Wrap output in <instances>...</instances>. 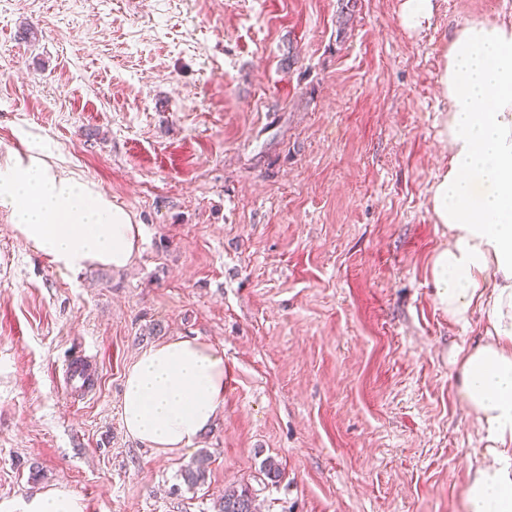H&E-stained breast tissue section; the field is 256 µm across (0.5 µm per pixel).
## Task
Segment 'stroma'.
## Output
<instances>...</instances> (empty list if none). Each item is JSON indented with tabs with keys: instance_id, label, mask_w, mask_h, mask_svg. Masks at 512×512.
Segmentation results:
<instances>
[{
	"instance_id": "stroma-1",
	"label": "stroma",
	"mask_w": 512,
	"mask_h": 512,
	"mask_svg": "<svg viewBox=\"0 0 512 512\" xmlns=\"http://www.w3.org/2000/svg\"><path fill=\"white\" fill-rule=\"evenodd\" d=\"M0 0V165L38 145L142 227L131 266L70 272L0 208V502L63 485L83 512H465L483 433L431 263L448 167L442 50L512 0ZM27 39L15 41L16 30ZM224 353L213 427L162 453L121 417L139 351ZM95 357L93 393L56 368ZM201 455L203 483L182 471ZM274 460L278 481L264 465ZM435 0H404L402 6V23L415 30L430 24L434 14ZM220 512H252V498L246 490H226L220 504Z\"/></svg>"
}]
</instances>
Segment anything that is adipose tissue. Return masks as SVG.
Returning <instances> with one entry per match:
<instances>
[{
    "label": "adipose tissue",
    "instance_id": "ef3b65f1",
    "mask_svg": "<svg viewBox=\"0 0 512 512\" xmlns=\"http://www.w3.org/2000/svg\"><path fill=\"white\" fill-rule=\"evenodd\" d=\"M440 93L448 168L432 188V211L450 240L431 276L439 306L465 322L480 313L482 344L457 360L458 393L485 432L484 460L470 470L466 512H512V23L456 29L443 49ZM0 207L17 237L56 265L127 267L140 225L94 184L63 176L40 155L0 167ZM224 355L209 343L171 338L142 349L124 378L127 434L164 451L191 447L224 406ZM0 512H82L53 485L0 503Z\"/></svg>",
    "mask_w": 512,
    "mask_h": 512
}]
</instances>
